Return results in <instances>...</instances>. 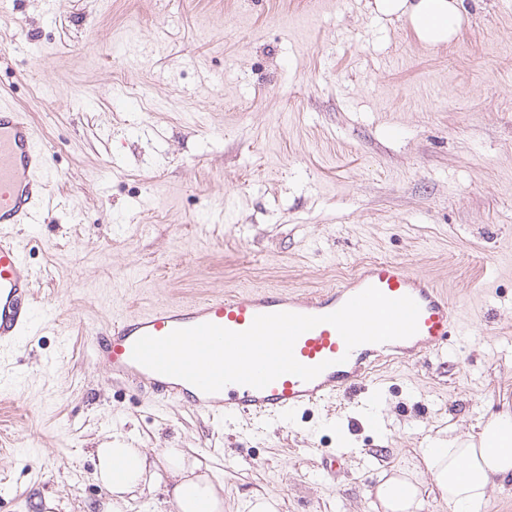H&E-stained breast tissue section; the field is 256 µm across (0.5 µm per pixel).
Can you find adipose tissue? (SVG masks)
Returning a JSON list of instances; mask_svg holds the SVG:
<instances>
[{
	"mask_svg": "<svg viewBox=\"0 0 512 512\" xmlns=\"http://www.w3.org/2000/svg\"><path fill=\"white\" fill-rule=\"evenodd\" d=\"M374 11L404 22L429 49L451 43L466 17L464 0H373ZM431 491L450 512H482L494 488L512 480V414L492 416L478 435L435 440L422 449ZM96 481L107 491L103 512L163 493L176 512H224V484L182 448L94 451ZM383 512H422L421 485L406 470L381 472L374 491Z\"/></svg>",
	"mask_w": 512,
	"mask_h": 512,
	"instance_id": "1",
	"label": "adipose tissue"
}]
</instances>
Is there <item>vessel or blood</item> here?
<instances>
[{"mask_svg":"<svg viewBox=\"0 0 512 512\" xmlns=\"http://www.w3.org/2000/svg\"><path fill=\"white\" fill-rule=\"evenodd\" d=\"M50 169L30 119L0 96V226L36 223L47 204ZM386 297L414 299L419 308L415 335L347 349L337 331L321 324L296 340L294 355L304 365H322L305 381L285 374L257 389L231 383L206 393L189 382L154 372L135 362L133 345L142 336L163 337L180 328L212 323L235 332L247 330L260 314L291 312L321 316L340 309L368 287ZM34 273L18 240L0 235V349L13 347L36 323ZM459 312L446 289L401 263L380 259L361 266L346 282L315 293L288 289L234 290L187 303L157 304L115 318L101 338L100 364L113 377L148 385L162 400L190 403L210 417L277 420L324 400L352 391L372 362L382 358L409 361L446 352L458 328Z\"/></svg>","mask_w":512,"mask_h":512,"instance_id":"obj_1","label":"vessel or blood"}]
</instances>
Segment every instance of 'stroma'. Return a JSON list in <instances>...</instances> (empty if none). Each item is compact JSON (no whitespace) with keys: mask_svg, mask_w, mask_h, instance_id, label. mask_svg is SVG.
<instances>
[{"mask_svg":"<svg viewBox=\"0 0 512 512\" xmlns=\"http://www.w3.org/2000/svg\"><path fill=\"white\" fill-rule=\"evenodd\" d=\"M312 2L0 0V95L53 174L19 236L55 316L0 350V512H100L92 451L116 439L196 452L224 512L255 491L375 512L382 470L423 471L433 439L512 411V0H466L438 49L371 0L315 23ZM376 259L450 288L460 340L271 426L159 403L96 362L128 308L316 290Z\"/></svg>","mask_w":512,"mask_h":512,"instance_id":"stroma-1","label":"stroma"}]
</instances>
